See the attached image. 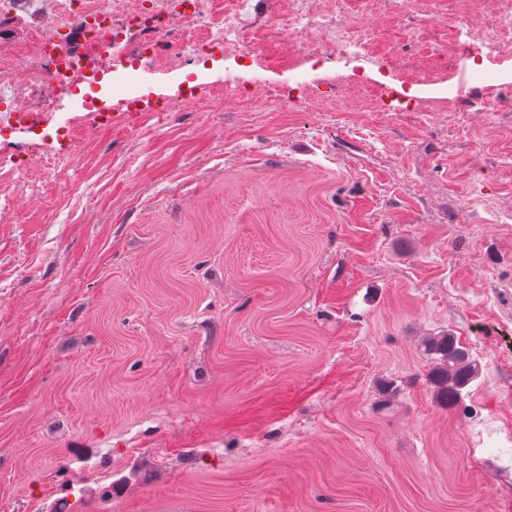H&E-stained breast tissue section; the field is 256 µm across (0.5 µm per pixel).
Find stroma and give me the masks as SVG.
Listing matches in <instances>:
<instances>
[{
	"label": "stroma",
	"mask_w": 512,
	"mask_h": 512,
	"mask_svg": "<svg viewBox=\"0 0 512 512\" xmlns=\"http://www.w3.org/2000/svg\"><path fill=\"white\" fill-rule=\"evenodd\" d=\"M251 4V67L96 58L0 131L42 157L0 178V512H512V57L459 87L461 0H314L405 74L314 70ZM236 70L286 103L225 106ZM423 351L432 364L428 382L435 398L448 408L458 405L463 391L479 374L476 360L451 333L430 337Z\"/></svg>",
	"instance_id": "1"
}]
</instances>
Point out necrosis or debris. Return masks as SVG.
Returning a JSON list of instances; mask_svg holds the SVG:
<instances>
[{
	"instance_id": "necrosis-or-debris-1",
	"label": "necrosis or debris",
	"mask_w": 512,
	"mask_h": 512,
	"mask_svg": "<svg viewBox=\"0 0 512 512\" xmlns=\"http://www.w3.org/2000/svg\"><path fill=\"white\" fill-rule=\"evenodd\" d=\"M146 12L122 10L119 0H0V16L27 6L36 18L24 47L0 46V112L36 114L50 108L53 101L47 91L96 79L89 66L90 57L112 61L122 67L137 66L142 60L158 56L156 42L144 39L147 28L169 35L180 31L183 49L203 58L222 50L235 59L255 58L259 49L252 38L254 20L250 0H235L233 12H224L213 0H150ZM498 27L512 28V0H497ZM308 0H290L288 19L272 15L268 24L286 28L290 38L301 42L306 55H323L325 47L336 54L367 61L371 42L368 32L355 30L343 35L338 27L317 22L308 11ZM481 0H470L466 38L457 48L456 75L465 83L491 77L502 56L498 27L477 23ZM87 23L82 37L88 49L81 55L69 51L65 32L74 15Z\"/></svg>"
}]
</instances>
